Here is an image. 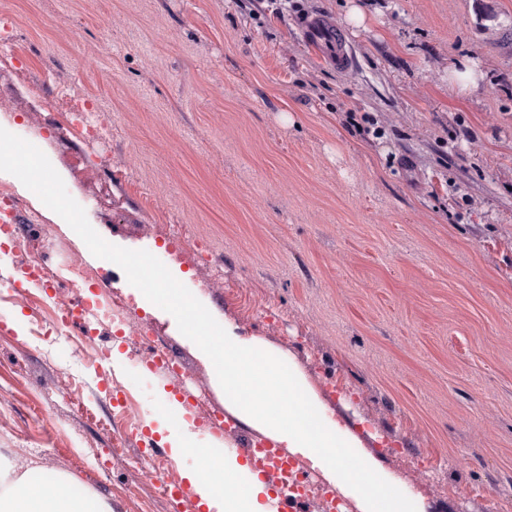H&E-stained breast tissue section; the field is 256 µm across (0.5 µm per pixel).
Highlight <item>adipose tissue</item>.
<instances>
[{"label":"adipose tissue","mask_w":512,"mask_h":512,"mask_svg":"<svg viewBox=\"0 0 512 512\" xmlns=\"http://www.w3.org/2000/svg\"><path fill=\"white\" fill-rule=\"evenodd\" d=\"M40 469L35 461L0 453V512H113L111 501L97 493L75 494V478L67 471L55 470L46 487L33 482ZM242 471L230 457L221 476L211 477L209 469L200 467L182 477L207 512H271L264 484L255 478L240 481Z\"/></svg>","instance_id":"obj_1"}]
</instances>
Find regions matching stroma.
Returning a JSON list of instances; mask_svg holds the SVG:
<instances>
[{
    "label": "stroma",
    "mask_w": 512,
    "mask_h": 512,
    "mask_svg": "<svg viewBox=\"0 0 512 512\" xmlns=\"http://www.w3.org/2000/svg\"><path fill=\"white\" fill-rule=\"evenodd\" d=\"M0 0L28 64L0 52V127L23 111L108 242L154 251L181 233L196 272L175 278L243 338L295 362L325 414L417 512L512 507V0ZM342 28L351 67L302 23ZM476 60L466 97L450 67ZM112 120L98 158L68 125L41 126L59 87ZM292 123H284L282 114ZM27 257L100 266L41 200ZM183 361L190 391L224 409L196 345L136 304ZM0 284V452L64 469L115 512H171L107 393L128 389L136 427L167 423L160 378L114 339L120 371Z\"/></svg>",
    "instance_id": "obj_1"
}]
</instances>
